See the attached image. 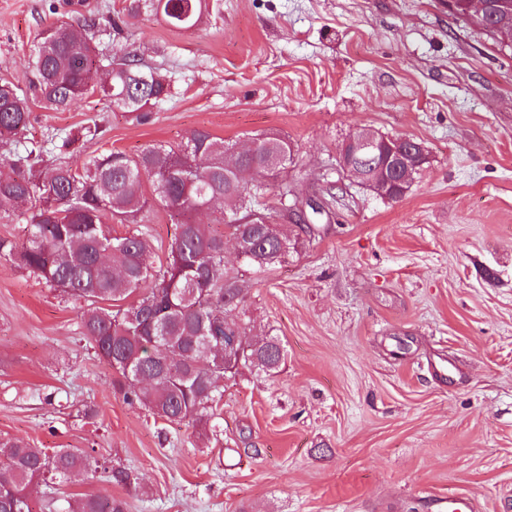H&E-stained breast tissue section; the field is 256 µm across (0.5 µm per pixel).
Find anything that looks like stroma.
<instances>
[{
	"instance_id": "stroma-1",
	"label": "stroma",
	"mask_w": 512,
	"mask_h": 512,
	"mask_svg": "<svg viewBox=\"0 0 512 512\" xmlns=\"http://www.w3.org/2000/svg\"><path fill=\"white\" fill-rule=\"evenodd\" d=\"M168 27L128 0H0V79L25 84L41 31L90 27L174 95L144 119L97 94L31 100L43 163L175 146L203 129L295 146L289 200L333 194L311 233L285 222L286 263L226 244L246 340L285 349L275 374L224 382L206 433L128 404L80 328L84 301L0 259V438L93 450L130 475L33 487L55 512L91 494L126 512H429L452 492L512 512V51L444 0H207ZM98 127L96 139L82 138ZM410 137L429 162L397 201L336 168L357 128Z\"/></svg>"
}]
</instances>
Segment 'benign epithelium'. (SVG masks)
<instances>
[{"instance_id": "benign-epithelium-1", "label": "benign epithelium", "mask_w": 512, "mask_h": 512, "mask_svg": "<svg viewBox=\"0 0 512 512\" xmlns=\"http://www.w3.org/2000/svg\"><path fill=\"white\" fill-rule=\"evenodd\" d=\"M507 8L503 0H448V9L463 19L484 25L496 13ZM383 153L395 164H381L368 172L358 170L352 162L356 156L362 161H371ZM342 163L339 169L347 177L357 181L374 194L387 195L391 185L405 186L410 183L415 170L427 158L425 146L420 142L406 139H389L371 129L357 137L346 139L340 149Z\"/></svg>"}]
</instances>
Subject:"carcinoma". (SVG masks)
Here are the masks:
<instances>
[{"label": "carcinoma", "mask_w": 512, "mask_h": 512, "mask_svg": "<svg viewBox=\"0 0 512 512\" xmlns=\"http://www.w3.org/2000/svg\"><path fill=\"white\" fill-rule=\"evenodd\" d=\"M206 0H130L128 15H159L176 30L195 27ZM33 94L56 111H67L91 91L126 112H141L171 96L166 78L145 71L135 57L105 55L89 35L66 23L41 33L28 78ZM28 101L14 83H0V145L26 129ZM236 145L195 130L174 149L151 144L138 154L104 151L76 171L58 163L40 177L32 173L42 146L33 143L14 161L0 159V219L22 205L28 236L16 246L0 241V258L29 270L46 284L87 302L82 334L127 385V401L169 422L205 424L224 392V379L247 368L276 371L283 348L274 338L247 343L228 361L218 359L224 336L244 335L241 288L224 266V230L242 243V259L257 270L288 258V236L274 215L254 208L274 166L285 173L294 145L269 134L255 139L244 156ZM154 199L169 212L176 232L166 263L154 265L151 236L136 230L114 237L110 221L140 224ZM212 221L197 220L202 211ZM134 296L133 305L101 306ZM0 512H46L29 487L96 470L99 460L80 448L47 452L20 438L0 439ZM75 512H125L110 494L86 495Z\"/></svg>", "instance_id": "cac0c4a2"}]
</instances>
